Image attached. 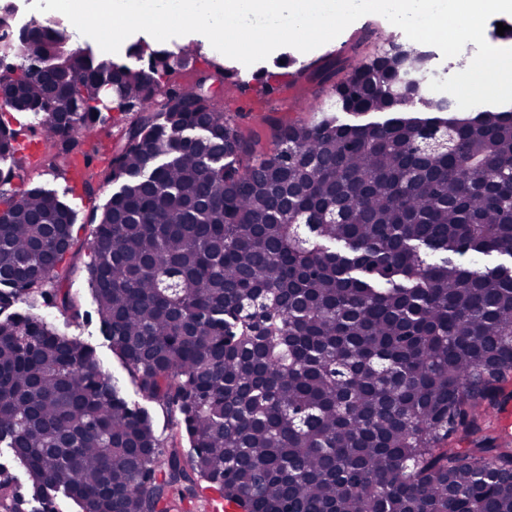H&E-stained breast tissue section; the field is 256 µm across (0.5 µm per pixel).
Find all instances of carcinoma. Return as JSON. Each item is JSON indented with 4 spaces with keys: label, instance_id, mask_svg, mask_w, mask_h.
Here are the masks:
<instances>
[{
    "label": "carcinoma",
    "instance_id": "obj_1",
    "mask_svg": "<svg viewBox=\"0 0 512 512\" xmlns=\"http://www.w3.org/2000/svg\"><path fill=\"white\" fill-rule=\"evenodd\" d=\"M11 33L1 14L16 80L0 111L38 119L36 167L81 154L84 186H118L95 218L97 315L189 441L165 447L93 347L11 311L59 277L76 215L24 187L29 157L0 121V457L24 468L35 512H188L204 483L237 512H512L496 425L512 401V109L457 115L427 90L432 54L391 40L333 96L395 116L293 122L261 151L211 76L165 88L194 46L141 44L137 69L66 51L64 22ZM104 80L115 108L149 114L98 170L77 129H97ZM433 131L448 144L427 147ZM493 254L507 260L461 262ZM13 490L0 465V512H20Z\"/></svg>",
    "mask_w": 512,
    "mask_h": 512
}]
</instances>
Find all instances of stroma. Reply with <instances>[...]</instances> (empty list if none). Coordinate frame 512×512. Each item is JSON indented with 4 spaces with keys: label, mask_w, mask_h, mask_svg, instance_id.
<instances>
[{
    "label": "stroma",
    "mask_w": 512,
    "mask_h": 512,
    "mask_svg": "<svg viewBox=\"0 0 512 512\" xmlns=\"http://www.w3.org/2000/svg\"><path fill=\"white\" fill-rule=\"evenodd\" d=\"M389 29L391 24L383 16L365 15L332 41L299 54L298 59L305 65V72L290 73L283 83L275 86L270 83L271 76L276 72L273 60L284 56L285 48L276 49L273 59L247 66L215 52L201 34L174 37L167 40V47L197 42L201 45V55L193 65L171 75L169 82L176 86L190 84L196 81L199 74L218 68L237 74L242 86L236 100L225 103L224 111L245 137L256 141L259 149L268 150L273 146L279 126L294 121L313 122L320 119L333 101L334 83L347 76L351 64L383 52L386 44L382 34ZM134 118L131 112H112L101 120L99 133L89 146L95 167L102 169L108 165L112 155L122 145L124 134ZM30 182L57 195L76 213L74 241L62 266L61 283L62 289L69 291L73 307L64 311L45 304L36 307L35 313L60 333L80 337L91 345L103 367L123 384L128 399L139 400L140 395L129 372L103 337L95 315L94 295L89 281V266L93 259L92 218L101 213L116 186L97 182L89 190L81 192L80 196H73L71 175L63 168L31 171Z\"/></svg>",
    "instance_id": "35a3bbf8"
}]
</instances>
